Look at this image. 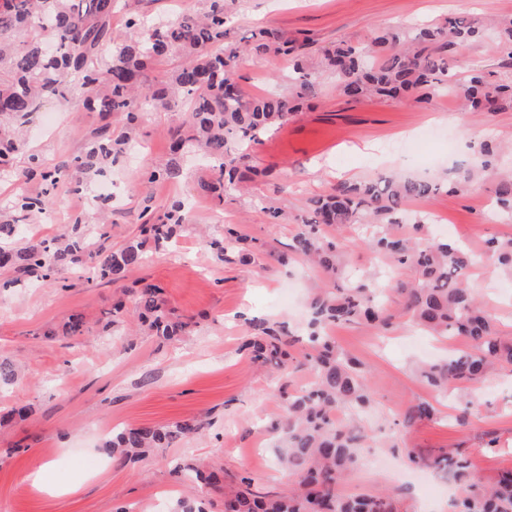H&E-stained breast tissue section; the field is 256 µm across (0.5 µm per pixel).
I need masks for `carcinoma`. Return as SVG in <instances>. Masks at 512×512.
Masks as SVG:
<instances>
[{
    "label": "carcinoma",
    "instance_id": "obj_1",
    "mask_svg": "<svg viewBox=\"0 0 512 512\" xmlns=\"http://www.w3.org/2000/svg\"><path fill=\"white\" fill-rule=\"evenodd\" d=\"M200 13L185 9L176 18L149 24L137 13L125 20L127 35L112 30L115 0H0V172L14 167L21 150L15 126L26 125L41 111L45 101L67 99L79 92L77 107L86 112H105L122 128L131 131L148 106L168 110L185 105L183 128L169 132L170 152L175 157L197 151L206 164L203 191L217 203L224 193L253 181L256 171L247 164L239 145L254 142L264 131L285 124L300 105L313 96L317 74L335 77L336 93L351 100L379 95L414 96L426 102L430 91L448 87L451 61L462 50L483 40L487 24L477 18H450L442 24L412 32L381 30L358 45L341 43L319 53L305 40H287L260 30L248 40L224 44L228 22L226 0H208ZM498 44L512 59V21L497 26ZM280 56L292 62L288 95L242 93L241 71L252 57ZM176 61L158 85L149 83L155 65ZM78 84H73L71 78ZM467 112H494L512 102V84L477 71L461 91ZM129 143V136L115 138L112 128L97 132L84 153L63 166L43 167L31 155L24 177L39 178L45 193L20 191L15 208L31 214L47 213L50 191L70 194L82 190L91 172L102 174L112 166ZM498 147L478 145L474 165L448 173L454 193L466 191L481 171L495 167ZM180 175L176 160L156 164L146 171L149 182L170 181ZM441 186L426 179L382 177L357 183H340L313 201L314 218L289 245L290 253L307 261L327 280L336 279L339 245L324 228L339 224H368L374 228L363 244L383 254L397 266L416 271L413 282H398L404 296L401 316L433 336L464 337L467 350L454 351L441 363L420 368V375L438 391L456 382L484 381L496 365L512 366V342L496 330V318L468 285L474 257L466 247H452L439 238L416 239L391 232L401 223L399 215L415 200H428ZM494 205L512 217V171L497 174L491 185ZM186 221L185 204L171 201L162 213L149 209L141 215L140 238L118 250L106 246V232L98 241L88 240L85 227L75 224L66 238L39 247L0 251V268L17 276L58 279L67 268L86 267L91 278L117 282L145 259L144 247L171 242L176 228ZM235 228L206 241L216 258L226 261L238 255L248 263L253 253ZM496 267L512 275V237L487 243ZM137 319L147 335L169 339L182 335L188 322L175 315L161 297V289L146 284L133 290ZM311 317L302 333L280 323L246 321L250 336L244 344L250 359L269 365L288 376L306 370L313 382L288 391L279 389L287 405L285 415L271 431L278 437L280 460L296 484L293 491L270 495L259 491L249 477L225 484L224 471L179 464L173 468L180 480L199 476L219 497L220 512H398L397 498L388 491L343 495L339 486L358 462L366 445L364 432L336 417L344 407H364L371 402L368 376L353 357L336 351L326 330L338 324L366 323L376 330L388 329L398 316L389 313L379 286L371 274L351 286L318 288L309 303ZM83 316L72 315L60 335L88 333ZM427 402L407 409L403 423L414 425L432 418ZM208 422L175 421L163 427L125 428L105 442L112 458L122 465L155 448H168L200 435ZM415 463L448 475L462 487L460 512H512V470L500 472L495 482L482 483L461 448H435L412 455ZM174 512H209L199 496L182 498Z\"/></svg>",
    "mask_w": 512,
    "mask_h": 512
}]
</instances>
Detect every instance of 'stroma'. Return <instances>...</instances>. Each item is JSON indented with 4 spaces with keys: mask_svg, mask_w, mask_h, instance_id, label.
Masks as SVG:
<instances>
[{
    "mask_svg": "<svg viewBox=\"0 0 512 512\" xmlns=\"http://www.w3.org/2000/svg\"><path fill=\"white\" fill-rule=\"evenodd\" d=\"M199 0H118L112 25L124 33V17L138 12L166 21ZM460 0H237L227 38L242 41L260 28L288 39L309 38L324 49L345 41L358 44L377 27L433 25L463 14ZM481 70L512 82V60L496 41L474 44L450 66L455 85H465ZM242 83L245 95L287 93L289 63L279 56L250 59ZM457 99L438 93L428 102L365 98L357 102L337 94L335 79L323 74L314 96L284 125L261 135L246 152L265 177L244 192H228L216 204L199 183L207 175L200 161L184 158L174 180L147 182L144 169L169 157V130L182 121L181 107L147 109L130 134L131 146L106 176L80 194L54 201L55 222L20 220L22 231L1 238L0 248L37 247L87 218L105 189L114 199L105 226L108 243L119 249L139 233L144 209L161 211L169 200H185L190 212L166 248L148 249L145 263L122 285L89 281L83 268L64 271L63 281L24 278L0 269V360L22 366L18 380L0 392V413L30 406L27 420L0 426V512H171L189 488L172 472L175 462L201 460L228 474L254 478L258 488L286 492L293 481L280 467L268 430L285 405L278 394L280 375L252 362L242 349L246 320H270L302 326L319 274L299 259L278 260L301 224L310 219L311 199L337 183L382 176L439 180L452 168L471 162L472 146L463 131L483 130L488 140L512 142V105L496 112L462 117ZM107 118L78 112L52 100L33 123L17 127L22 144L18 166L29 155L59 167L78 154ZM491 174L466 194L440 190L416 203L437 221L438 235L484 252L491 238L512 236V219L491 204ZM278 220H271L270 210ZM235 227L257 257L251 264L222 262L206 248L204 236ZM329 234L340 244L339 279L351 282L376 270L383 284L408 281L414 273L390 265L360 243L355 225H338ZM145 280L162 288L175 313L191 318L184 336L164 341L153 336H124L112 326V303L119 287ZM469 284L491 308L501 335L512 337V279L471 270ZM82 314L89 335L77 339L47 337V328L69 315ZM337 350L349 353L371 371L372 401L342 409L338 417L364 427L367 446L345 476V494L394 489L399 512H458L453 492H427L426 471L409 457L432 448H462L482 481L512 469V368L498 369L482 384H452L436 392L418 373L424 362L445 358L460 338L428 335L406 323L380 332L360 324L332 328ZM434 405L433 419L403 426L407 409ZM204 418L200 437L121 465L106 440L113 432L138 426ZM46 467V481L30 474Z\"/></svg>",
    "mask_w": 512,
    "mask_h": 512,
    "instance_id": "35a3bbf8",
    "label": "stroma"
}]
</instances>
